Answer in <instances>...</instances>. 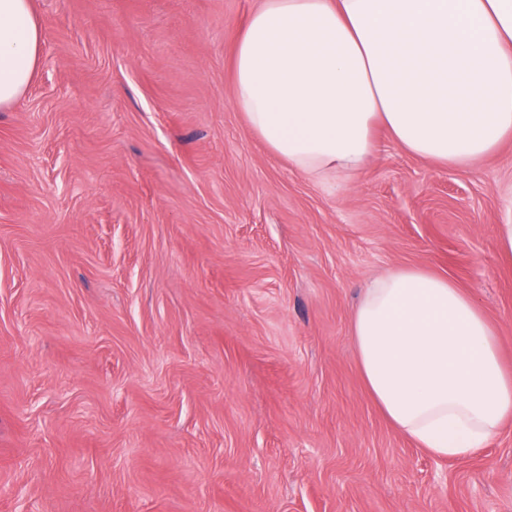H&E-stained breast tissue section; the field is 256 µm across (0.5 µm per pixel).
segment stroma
<instances>
[{
	"label": "stroma",
	"instance_id": "35a3bbf8",
	"mask_svg": "<svg viewBox=\"0 0 512 512\" xmlns=\"http://www.w3.org/2000/svg\"><path fill=\"white\" fill-rule=\"evenodd\" d=\"M258 0H34L0 112V512H512V422L440 460L350 333L373 278L473 294L512 369V137L468 170L375 133L351 183L270 153L229 55Z\"/></svg>",
	"mask_w": 512,
	"mask_h": 512
}]
</instances>
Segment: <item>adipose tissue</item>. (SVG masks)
<instances>
[{
	"mask_svg": "<svg viewBox=\"0 0 512 512\" xmlns=\"http://www.w3.org/2000/svg\"><path fill=\"white\" fill-rule=\"evenodd\" d=\"M42 30L32 0H0V109L26 92ZM234 103L275 155L350 178L375 128L435 164L470 169L512 136V0H261L233 45ZM364 383L425 453L458 459L512 419V372L473 296L402 266L351 321Z\"/></svg>",
	"mask_w": 512,
	"mask_h": 512,
	"instance_id": "adipose-tissue-1",
	"label": "adipose tissue"
}]
</instances>
